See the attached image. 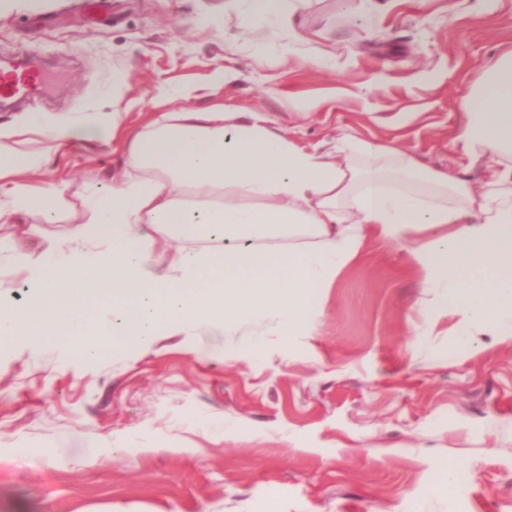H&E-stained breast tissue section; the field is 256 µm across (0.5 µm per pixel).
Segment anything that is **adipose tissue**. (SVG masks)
<instances>
[{
  "label": "adipose tissue",
  "instance_id": "ef3b65f1",
  "mask_svg": "<svg viewBox=\"0 0 512 512\" xmlns=\"http://www.w3.org/2000/svg\"><path fill=\"white\" fill-rule=\"evenodd\" d=\"M455 140L511 164L476 194L387 143L343 141L355 163L297 145L256 112H162L128 136L124 173L90 184L80 218L49 238L41 227L64 221V190L36 186L41 155L0 130V227L40 239L32 254L0 248V289L26 288L0 309V339L80 337L91 361L260 316L289 341L310 334L323 290L371 236L411 244L458 335L495 328L512 315V52L490 66Z\"/></svg>",
  "mask_w": 512,
  "mask_h": 512
}]
</instances>
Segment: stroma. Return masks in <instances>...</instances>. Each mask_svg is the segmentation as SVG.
<instances>
[{"label": "stroma", "mask_w": 512, "mask_h": 512, "mask_svg": "<svg viewBox=\"0 0 512 512\" xmlns=\"http://www.w3.org/2000/svg\"><path fill=\"white\" fill-rule=\"evenodd\" d=\"M380 2L369 20L363 0H287L264 25L249 0H112L103 23L70 0H11L0 58L56 79L1 107L0 128L43 155L39 186L66 185L74 215L89 182L122 174L127 133L182 110L258 112L320 152L391 142L481 189L492 158L453 139L512 50V0ZM112 115L120 135L49 149L48 126ZM436 300L407 246L373 237L290 349L249 320L202 330L195 353L180 336L89 365L15 350L0 358V512H512V318L464 342L451 309L424 313ZM78 439L93 463L65 455ZM451 463L463 493L434 480Z\"/></svg>", "instance_id": "1"}]
</instances>
